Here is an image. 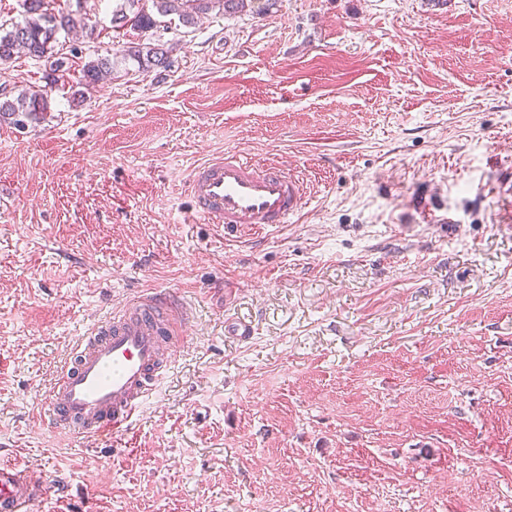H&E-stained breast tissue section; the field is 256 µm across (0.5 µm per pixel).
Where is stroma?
<instances>
[{"mask_svg":"<svg viewBox=\"0 0 512 512\" xmlns=\"http://www.w3.org/2000/svg\"><path fill=\"white\" fill-rule=\"evenodd\" d=\"M47 3L95 31L39 120L0 122V463L42 477L32 512H512V0L145 32L114 0ZM133 38L171 70L74 98ZM45 69L15 56L0 95ZM224 152L290 162L303 213L233 240L191 222L189 174ZM150 288L195 316L131 430L38 421L78 328ZM114 57H101L95 60H90L82 67V73L84 78L83 85L90 87L96 84L100 77L108 72L112 71V66L115 65Z\"/></svg>","mask_w":512,"mask_h":512,"instance_id":"stroma-1","label":"stroma"}]
</instances>
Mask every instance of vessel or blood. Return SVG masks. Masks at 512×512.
<instances>
[{
    "label": "vessel or blood",
    "mask_w": 512,
    "mask_h": 512,
    "mask_svg": "<svg viewBox=\"0 0 512 512\" xmlns=\"http://www.w3.org/2000/svg\"><path fill=\"white\" fill-rule=\"evenodd\" d=\"M187 190L194 214L228 235L289 223L306 206V193L286 166L229 153L194 167ZM187 323L183 302L152 289L84 327L44 396L40 419L74 437L125 431L168 374ZM43 491L36 476L0 464V512H31Z\"/></svg>",
    "instance_id": "vessel-or-blood-1"
}]
</instances>
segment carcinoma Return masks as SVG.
Listing matches in <instances>:
<instances>
[{"instance_id":"obj_1","label":"carcinoma","mask_w":512,"mask_h":512,"mask_svg":"<svg viewBox=\"0 0 512 512\" xmlns=\"http://www.w3.org/2000/svg\"><path fill=\"white\" fill-rule=\"evenodd\" d=\"M279 0H117L112 10L111 23L114 28L129 27L143 31L156 26L153 14L176 16L186 27L195 26L210 14L226 15L251 12L268 15L276 9ZM23 20L6 29L0 25V64H6L23 52L30 58L49 63L46 71V86L65 88L64 61L58 58L64 47L60 37H68L81 29L94 31L86 18L68 8L50 11L46 0H22ZM123 63H131L137 71L150 73L156 69L167 70L172 66L171 49L161 42H126L118 50ZM114 59L101 57L90 60L82 67L84 85L96 84L100 77L112 71ZM48 108L47 96L40 92H23L14 101L0 102V117L10 123L25 127Z\"/></svg>"}]
</instances>
